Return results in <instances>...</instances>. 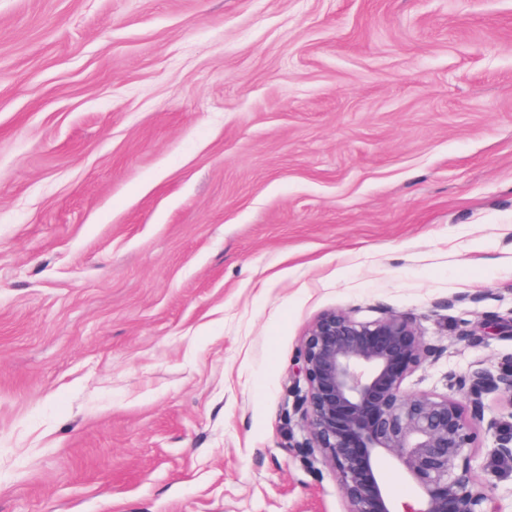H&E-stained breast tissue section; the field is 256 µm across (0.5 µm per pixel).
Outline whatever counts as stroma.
<instances>
[{
  "mask_svg": "<svg viewBox=\"0 0 512 512\" xmlns=\"http://www.w3.org/2000/svg\"><path fill=\"white\" fill-rule=\"evenodd\" d=\"M333 309L512 359V0H0V512H346Z\"/></svg>",
  "mask_w": 512,
  "mask_h": 512,
  "instance_id": "35a3bbf8",
  "label": "stroma"
}]
</instances>
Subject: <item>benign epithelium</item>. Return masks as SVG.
<instances>
[{
	"instance_id": "benign-epithelium-1",
	"label": "benign epithelium",
	"mask_w": 512,
	"mask_h": 512,
	"mask_svg": "<svg viewBox=\"0 0 512 512\" xmlns=\"http://www.w3.org/2000/svg\"><path fill=\"white\" fill-rule=\"evenodd\" d=\"M413 323L390 314L362 320L353 312L320 315L303 338L296 377L304 382L299 412L304 447L334 466L347 512H498L488 486L472 476V455L484 421V398H512V364L450 380L473 419L448 395L407 393L406 375L430 356ZM491 456L512 465V423L487 420ZM396 462L416 488L414 505L397 504L376 460Z\"/></svg>"
}]
</instances>
